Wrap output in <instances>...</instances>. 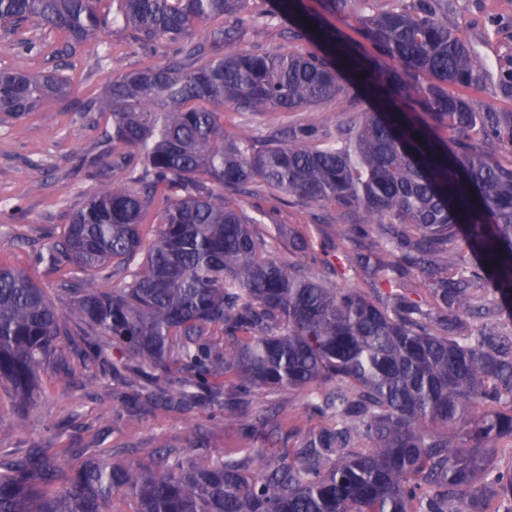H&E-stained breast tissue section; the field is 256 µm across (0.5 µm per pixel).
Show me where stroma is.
<instances>
[{"mask_svg": "<svg viewBox=\"0 0 512 512\" xmlns=\"http://www.w3.org/2000/svg\"><path fill=\"white\" fill-rule=\"evenodd\" d=\"M396 3L347 0L345 9L335 12L325 0H303V7L334 26L358 54L368 56L372 48L360 35L362 19ZM270 8L269 0H250L248 12L254 20L247 26L241 48L270 54L287 48V23L268 20ZM437 12L487 68L486 81L464 91L472 106L480 111L512 112V85L505 81L512 74V0H439ZM26 35L33 39V47L0 41V69L31 73L57 69L71 78L72 90L67 99L46 101L40 111L25 118L0 119V264L28 272L56 306L71 311L73 294L57 286L70 266L52 264L50 248L91 186L83 158L100 151L98 129L74 107L89 92L102 90L120 71L136 65H163L167 58L161 51H143L114 32L102 33L98 41L69 54L63 53L61 41L36 25H28ZM367 109L368 101L360 94L290 112H240L228 107L224 125L232 130L244 125L265 135L302 123L332 129ZM237 202L250 216L258 209L277 207L284 227L307 224L318 238L334 234L337 227L347 228V235L337 241L343 251L368 248L380 234L376 227L364 235L353 233L355 216L334 203L293 196L280 203L264 187L256 188L254 195L238 197ZM114 388L110 371L76 355L67 338H60L39 373V390L27 409L25 426H17L14 400L0 389V456H21L38 447L59 456L68 471L97 458L155 472L160 450L207 465L228 455L248 454L254 446L242 430V421L194 419L168 409L134 415L113 397ZM304 401L303 392L297 389L272 396L259 392L251 399V409L284 408L297 416L302 428L323 426L322 418L304 411Z\"/></svg>", "mask_w": 512, "mask_h": 512, "instance_id": "1", "label": "stroma"}]
</instances>
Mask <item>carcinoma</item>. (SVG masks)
I'll use <instances>...</instances> for the list:
<instances>
[{"instance_id":"carcinoma-1","label":"carcinoma","mask_w":512,"mask_h":512,"mask_svg":"<svg viewBox=\"0 0 512 512\" xmlns=\"http://www.w3.org/2000/svg\"><path fill=\"white\" fill-rule=\"evenodd\" d=\"M248 2L0 0V31L26 46L34 22L72 51L121 27L145 50H171L165 66L123 70L75 108L105 119L112 180L98 172L51 254L99 282L60 287L139 366L146 400L190 412L222 397L230 418L256 390L302 389L333 425L254 416L261 444L298 439L288 456L266 457L261 475L233 457L193 466L166 456L162 474L94 458L67 474L54 455L15 457L0 461V512H109L119 491L136 512H512V465L497 462L512 447V322L471 325L512 303V162L483 149L512 154V112L448 94L481 85L486 68L432 0L361 21L395 65L385 72L356 66L301 0H275L272 15L319 51L238 48ZM201 23L205 43L195 41ZM347 85L375 106L322 145L314 126L265 136L224 127L226 105L288 112ZM69 92L61 73L0 70V113L13 119ZM254 184L333 202L386 233L372 250L340 252L308 228L283 234L271 212L257 228L234 201ZM153 209L156 238L141 259ZM459 236L470 259L450 270L438 255ZM318 249L324 275L300 261ZM402 249L419 271L408 288ZM121 270L125 287H108ZM352 279L360 286H344ZM70 335L67 310L0 266L1 386L30 399L47 354ZM79 351L107 361L93 339ZM229 374L232 400L217 382Z\"/></svg>"}]
</instances>
